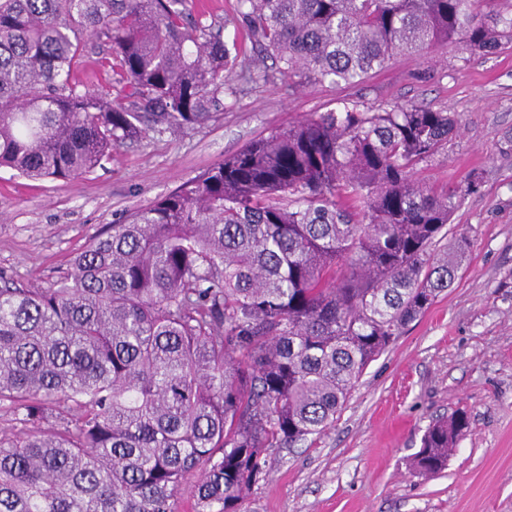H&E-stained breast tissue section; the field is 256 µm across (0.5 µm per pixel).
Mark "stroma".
<instances>
[{"mask_svg": "<svg viewBox=\"0 0 512 512\" xmlns=\"http://www.w3.org/2000/svg\"><path fill=\"white\" fill-rule=\"evenodd\" d=\"M185 0L189 19L220 20L234 66L224 109L191 129L149 125L94 173L32 181L0 169V277L47 287L107 226L194 179L249 141L345 100L372 110L414 103L454 113L459 135L418 176L459 186L449 234L471 251L451 288L370 363L334 425L314 445L276 450L240 512H512V46L494 56L447 48L434 60L407 55L355 86L299 89L244 83L261 59L237 21V0ZM466 412L441 474L413 473L412 455L433 420Z\"/></svg>", "mask_w": 512, "mask_h": 512, "instance_id": "obj_1", "label": "stroma"}]
</instances>
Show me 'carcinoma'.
<instances>
[{"instance_id": "obj_1", "label": "carcinoma", "mask_w": 512, "mask_h": 512, "mask_svg": "<svg viewBox=\"0 0 512 512\" xmlns=\"http://www.w3.org/2000/svg\"><path fill=\"white\" fill-rule=\"evenodd\" d=\"M290 88L357 85L388 61L512 44L501 0H239ZM122 101L73 84L89 42ZM230 51L183 0H0V167L101 168L145 133L209 120ZM461 129L449 112L355 102L269 132L113 224L60 284L0 281V512H239L277 448L312 445L369 364L458 277L448 236L476 192L418 178ZM468 416L431 424L412 469L448 464Z\"/></svg>"}]
</instances>
